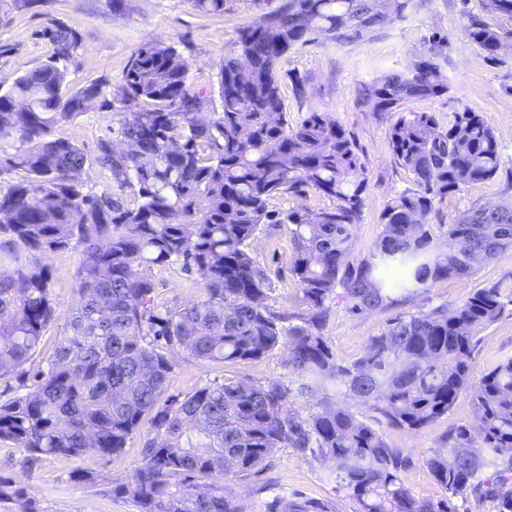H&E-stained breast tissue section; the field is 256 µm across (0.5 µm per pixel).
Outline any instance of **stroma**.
Returning a JSON list of instances; mask_svg holds the SVG:
<instances>
[{"instance_id": "35a3bbf8", "label": "stroma", "mask_w": 512, "mask_h": 512, "mask_svg": "<svg viewBox=\"0 0 512 512\" xmlns=\"http://www.w3.org/2000/svg\"><path fill=\"white\" fill-rule=\"evenodd\" d=\"M269 0H231L224 15L198 12L192 0H122L114 8L112 0H34L25 9H15L13 0H0V84L45 63L52 53L46 28L60 25L78 41V49L68 66L72 87L94 82L117 90L132 50L139 44L162 42L173 45L188 64V82L207 93L216 87L224 57L235 48L241 29L264 11ZM478 0H427L404 21L385 25L378 32L351 44L322 40L293 49L280 64L283 110L291 121L305 112L328 113L355 141L367 169L362 219L354 229L352 257L361 260L372 251L382 226L380 216L386 205L401 191L412 187L413 176L396 162L387 141V118L371 112L362 88L372 78L404 65L421 55L433 29L448 35L449 91L446 95L412 102V109L435 113L447 122L453 112L469 107L480 112L493 129L506 170H512V48L490 59L465 35L464 10H478ZM306 80L303 97L292 90L291 75ZM124 108L94 100L85 112L59 127L60 136L95 156L102 140L120 144L119 128ZM486 204H512V188L505 178L472 184L436 202L432 233L445 241L448 226L467 208ZM261 266L273 271L268 292L269 305L277 310L303 311L302 290L288 271L291 243L284 224L262 225L251 244ZM81 254L75 249L48 253L44 262L50 271V286L56 307L54 328L48 329L29 365L43 369L57 343L58 325L64 324L77 299V270ZM155 295L159 303L182 307L203 299L202 280L183 272L178 264L154 268ZM512 278V248L490 260L477 261L473 272L463 279L442 280L419 291L400 304L398 310L350 313L340 293L327 302L329 317L323 331L333 353L340 359L358 358L370 337L378 335L396 311L415 313L440 304L453 305L474 289L492 281ZM474 360V377L497 360L512 355V313L483 329ZM288 350L274 349L264 357L238 364H207L181 356L171 378L170 393L184 395L200 386L226 377H247L264 382L287 378ZM473 410L468 395H460L453 408L429 430L415 433L391 429L388 441L405 449L411 464L404 478L414 491L439 498L442 490L426 465L428 456L445 446L449 429L473 426ZM142 435L130 439L125 451L105 459L89 452L80 457L46 456L26 466L23 449L0 443V476L25 487L40 512H134L131 503L113 496V480L131 474L140 461ZM93 475L90 483L75 481L74 472ZM327 461L299 456L293 449H278L270 469L237 481L235 491L243 512H267L274 497L301 493L330 504L334 512H357V505L336 490L328 478Z\"/></svg>"}]
</instances>
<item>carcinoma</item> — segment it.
<instances>
[{"label": "carcinoma", "mask_w": 512, "mask_h": 512, "mask_svg": "<svg viewBox=\"0 0 512 512\" xmlns=\"http://www.w3.org/2000/svg\"><path fill=\"white\" fill-rule=\"evenodd\" d=\"M417 0H280L240 32L217 74L221 112L187 86L188 65L172 45L145 43L126 64L120 135L95 163L112 192L83 191L87 156L56 134L87 102L109 103L100 83L69 89L65 62L77 51L63 30L50 60L0 90V174L21 178L0 190V380L27 392L0 399V442L36 459L123 453L143 424L140 464L112 481L136 512H242L232 482L262 471L279 448L330 462L336 489L357 512H457L473 493L493 512H512V356L474 383L478 334L512 306V283L490 282L455 305L388 322L359 358L346 362L323 330L325 302L340 287L353 312L383 311L443 279L471 275L473 262L512 246V204L472 207L434 241L435 202L504 170L500 144L466 107L448 126L406 107L448 93V36L435 30L426 53L365 86L372 111L388 117L389 147L414 175L393 198L370 258L350 260L361 222L366 168L345 129L324 112L288 122L280 61L320 39L348 44L407 18ZM222 16L229 0H192ZM468 38L495 59L512 44V0H480L466 12ZM312 190L320 208L272 210L270 201ZM134 196L130 206L127 194ZM262 224H287L288 269L305 309L267 303L269 276L250 252ZM81 249L77 300L44 370L27 364L54 320L49 270L39 256ZM180 263L198 274L206 297L182 308L155 302L152 270ZM288 349V381L226 378L194 392L168 393L174 356L205 363L257 360ZM468 392L476 433L460 426L426 464L444 490L433 499L410 488L404 450L385 430L432 428ZM344 395L375 413L374 423ZM315 401L306 417L299 401ZM494 472L486 474V468ZM268 512H331L300 494L277 496Z\"/></svg>", "instance_id": "obj_1"}]
</instances>
